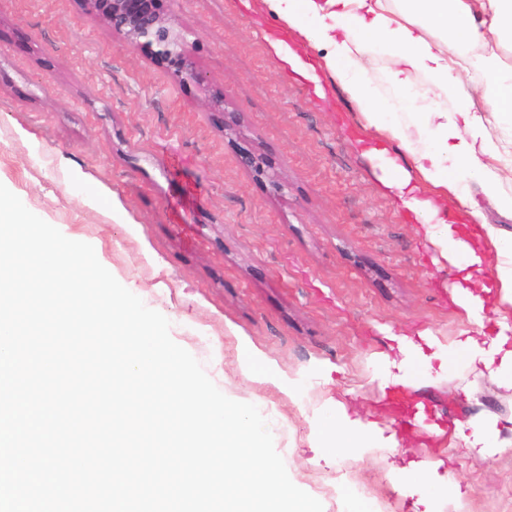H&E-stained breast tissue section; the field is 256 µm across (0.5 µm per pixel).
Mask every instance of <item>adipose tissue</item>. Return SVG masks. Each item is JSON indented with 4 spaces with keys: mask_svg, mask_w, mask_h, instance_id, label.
Wrapping results in <instances>:
<instances>
[{
    "mask_svg": "<svg viewBox=\"0 0 512 512\" xmlns=\"http://www.w3.org/2000/svg\"><path fill=\"white\" fill-rule=\"evenodd\" d=\"M250 8L296 39L293 47L271 41L278 58L311 81L324 73L338 81L372 135L395 144L405 162L388 161L381 185L412 214L416 236L458 272L449 297L473 335L444 343L428 330L409 336L385 328L395 352L374 360L380 387L431 381L432 359L455 355L512 390V233L483 221L467 185L479 183L488 205L509 214L512 189L496 167L499 144L448 62L453 50L482 72L490 112L512 123V66L487 48L492 41L512 47V0H252ZM304 48L320 51L318 68L307 67ZM380 57L388 61L386 98L375 84ZM418 75L425 90L414 88ZM311 425L320 447L338 457L398 445L378 423L351 418L338 400L325 403ZM500 433L498 416L489 413L456 424L448 445L491 457L508 445Z\"/></svg>",
    "mask_w": 512,
    "mask_h": 512,
    "instance_id": "obj_1",
    "label": "adipose tissue"
}]
</instances>
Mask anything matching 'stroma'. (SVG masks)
Returning a JSON list of instances; mask_svg holds the SVG:
<instances>
[{
    "label": "stroma",
    "mask_w": 512,
    "mask_h": 512,
    "mask_svg": "<svg viewBox=\"0 0 512 512\" xmlns=\"http://www.w3.org/2000/svg\"><path fill=\"white\" fill-rule=\"evenodd\" d=\"M164 8L186 31L202 82L122 48L79 0H0V180L44 221L90 241L224 395L260 407L291 481L323 512H346L352 484L378 512H425L420 490L395 479L435 459L434 484L458 488L465 512H512V447L483 458L426 430L368 453L315 447L310 419L331 399L390 429L387 394L372 379L374 355L390 346L382 328L428 329L444 342L467 331L448 299L454 274L383 191L381 161L342 87L314 85L272 53L275 19L243 0ZM465 82L510 187L512 131L486 115L482 74ZM216 96L224 110L209 108ZM248 150L262 171L240 165ZM89 194L107 208L84 205ZM243 342L283 379L306 382L299 401L241 374ZM407 395L432 405L441 426L495 414L512 440V391L488 372L459 363Z\"/></svg>",
    "instance_id": "stroma-1"
}]
</instances>
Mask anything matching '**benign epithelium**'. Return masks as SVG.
<instances>
[{
  "label": "benign epithelium",
  "mask_w": 512,
  "mask_h": 512,
  "mask_svg": "<svg viewBox=\"0 0 512 512\" xmlns=\"http://www.w3.org/2000/svg\"><path fill=\"white\" fill-rule=\"evenodd\" d=\"M83 10L98 18L120 46L144 50L169 66L183 80H201L188 53L185 31L160 8L161 0H80Z\"/></svg>",
  "instance_id": "1"
}]
</instances>
